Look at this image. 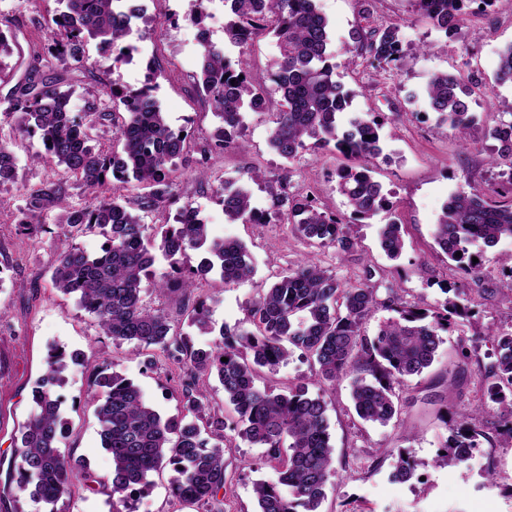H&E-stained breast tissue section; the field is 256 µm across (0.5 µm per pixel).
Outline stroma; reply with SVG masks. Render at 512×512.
<instances>
[{"instance_id":"obj_1","label":"stroma","mask_w":512,"mask_h":512,"mask_svg":"<svg viewBox=\"0 0 512 512\" xmlns=\"http://www.w3.org/2000/svg\"><path fill=\"white\" fill-rule=\"evenodd\" d=\"M144 18L135 20L130 36L136 51L120 65L101 62L95 43H88L90 65L81 76L73 98L75 112H82L86 94L96 97L101 109L112 107V85L140 86L145 76L142 50L153 53L157 69L155 97L173 129L185 130L187 153L195 155L213 132L217 120L212 107L195 83L201 47L184 20L192 0H140ZM329 20L336 46L349 45L358 28L400 25L407 52L402 70L370 66L363 58L338 59L337 79L350 93V105L339 114L340 126L354 116L368 113L383 117V152L376 161L375 177L405 224L402 256L389 260L378 245L380 219L352 225L359 247L341 255L335 247L295 235L290 224L228 223L216 190L221 182L248 184L255 207L265 210L270 199L264 186L247 181L253 167L268 178L290 173L288 190L309 195L317 206L337 216L349 215L340 192L336 170L344 157L336 151L301 153L294 160L280 157L270 146L271 119L266 113H247L244 148L228 146L213 154L209 186H200L193 168L176 173L174 191L192 201L200 218L214 234L239 239L248 247L255 272L244 282L224 286L220 278L200 290L217 324L244 321L246 306L275 277L305 259L317 262L343 283L368 281L378 296H385L390 282H400L406 300L430 307L444 302L446 289H455L474 302L472 317L458 320L445 333V342L431 367L397 388V420L381 426L363 422L356 415L350 382L343 379L326 387L335 471L326 485L323 512H512V446L496 434L497 422L486 417L484 432L471 460L459 466H438L434 460L449 435V422L471 413L481 396L474 370L454 374L462 349L490 352L482 341L487 328L512 331V301L503 298L500 285L512 271V240L483 249L482 278L459 270L435 244L433 232L442 203L452 193L470 190L490 180V152L462 149L456 134L437 114L429 112L422 90L430 76L448 72L460 76L471 89V106L482 127L512 121V86L493 81L498 52L512 43V0H494L491 6H471L460 34L447 38L436 32L414 11L412 0H317ZM56 0H0V30L16 36L8 64L28 63L30 48L41 36L32 18H51ZM173 16L175 24L165 23ZM279 49L266 36L249 45L243 56L253 81L266 95L280 94L268 74ZM0 512H48V505L17 494V459L14 446L21 425L33 410L32 389L46 369L50 348L78 352L92 362L111 365L133 380L148 404L163 416L182 411V372L160 352L137 356L131 346H118L99 333L94 319L74 298L61 295L51 283L52 267L60 240L53 234L20 235L15 211L25 198L16 189L0 192ZM88 374L71 366L60 388L67 437L62 452L72 464L87 467L97 481L77 485L62 498L57 512H200L179 502L171 493L172 468L152 472L148 484L124 503L112 502L106 480L112 459L101 446L94 407L86 400ZM418 463L415 478L395 482L392 473L399 455ZM261 448L230 436L224 442L225 487L218 495L223 512H256L254 480L273 481L274 467H258ZM494 468L496 485L484 474Z\"/></svg>"}]
</instances>
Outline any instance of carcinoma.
<instances>
[{"instance_id": "obj_1", "label": "carcinoma", "mask_w": 512, "mask_h": 512, "mask_svg": "<svg viewBox=\"0 0 512 512\" xmlns=\"http://www.w3.org/2000/svg\"><path fill=\"white\" fill-rule=\"evenodd\" d=\"M64 9L48 22L44 38L32 46L31 61L15 77L1 57L9 43L0 31V83L15 81L0 97V112L15 118L14 130L37 140L42 151L34 162L63 168L65 177L25 188L26 204L18 210L17 229L22 235L48 231V216L64 229L56 265L51 274L54 288L75 298L78 306L96 321L101 334L118 346L130 344L135 352L160 351L183 370L184 414L162 417L143 398L140 388L113 371L112 366L86 364L89 371L88 401L95 405L102 448L112 458L108 479L112 498L124 502L146 483L149 473L164 466L177 473L172 495L187 504L210 506L225 485L226 431L263 449L261 465H273L274 482L253 483L256 512H322L325 487L335 472V448L330 443L327 406L309 386L348 378L356 415L365 422L388 425L398 415L395 387L428 368L444 343L443 334L465 315L468 306L446 298L434 308H422L404 299L393 285L387 296L364 283L343 285L322 266L307 260L287 270L247 308L250 329L220 327L218 343L197 347L188 334L171 332L170 318L146 300L147 290L178 293L186 300L183 312L201 335L213 332L210 309L194 298L199 286L213 274L229 286L250 278L255 268L246 245L232 237H216L210 225L194 215L185 219L192 203L177 205L173 191V165L184 158L185 139L167 122L149 84L137 92L112 85V111L86 98L83 117L70 107L74 73L85 69L88 40L112 53L115 63L130 58L134 47L125 42L136 10L124 0H60ZM418 11L434 29L447 37L459 34L472 0H414ZM231 19L224 25V46L203 45L196 83L211 102L219 123L200 147L197 178L207 183L206 158L214 149L239 142L248 112H269L274 127L270 146L282 158L317 153L330 148L349 164L336 170L338 187L346 196L350 215L342 219L320 210L315 200L288 192L289 176L267 183L271 208L258 212L251 193L226 182L219 190L225 218L243 224L291 225L293 233L344 253L357 242L350 225L365 223L385 214L379 229V245L387 258L398 259L404 249L402 225L381 183L373 177L374 160L382 153L383 121L356 116L346 128L337 114L349 106V94L336 80L339 55L351 51L370 65L402 69L404 43L397 24L361 29L354 49L335 48L326 17L316 0H224ZM266 33L276 38L279 54L271 77L280 92L273 101L256 87L244 65H230L224 47H243L244 35ZM498 86L512 84V43L499 52L494 73ZM469 92L461 81L446 73L434 74L425 88L427 108L439 114L455 131L465 149L477 143L471 130L478 117L471 112ZM112 127V145L98 142V131ZM484 137L498 143L489 164L498 168L497 186L474 187L450 195L442 204L434 241L448 259L470 273H480L479 248L512 239V121L487 128ZM100 197L93 205L69 203L68 179ZM135 181L147 189L143 195L124 199L105 196L112 180ZM18 182L14 140L0 137V187ZM177 205L172 219L149 224L146 218ZM103 238L99 252L90 254L75 240L82 236ZM201 259L186 266L189 252ZM167 269L156 267L157 255ZM394 313L373 337L363 335L364 323L378 310ZM487 341L495 358L485 364L462 354L460 371L476 365L483 394L475 413L456 421L435 463L460 465L479 444L483 415L497 413L499 435L512 442V331L490 330ZM313 361L315 371L283 392L256 381L262 373H275L293 356ZM228 361L223 362L221 358ZM79 354L51 349L47 369L32 390L33 413L21 427L15 455L19 460L17 490L47 505L72 494L77 482L91 478L72 465L60 445L66 438V421L55 387L64 381L69 364ZM216 375L224 389V401L233 406L232 421L211 409L199 381ZM206 421L215 443L202 436L199 422ZM417 464L399 456L393 477L410 480Z\"/></svg>"}]
</instances>
